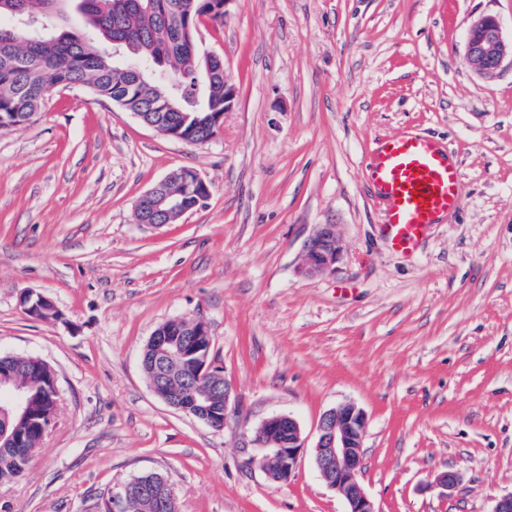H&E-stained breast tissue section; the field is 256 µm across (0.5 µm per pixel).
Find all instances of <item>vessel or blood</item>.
Returning a JSON list of instances; mask_svg holds the SVG:
<instances>
[{"label": "vessel or blood", "mask_w": 512, "mask_h": 512, "mask_svg": "<svg viewBox=\"0 0 512 512\" xmlns=\"http://www.w3.org/2000/svg\"><path fill=\"white\" fill-rule=\"evenodd\" d=\"M366 169L394 250L412 252L430 225L441 223L461 203L460 167L431 137L411 132L385 136Z\"/></svg>", "instance_id": "b4317fda"}]
</instances>
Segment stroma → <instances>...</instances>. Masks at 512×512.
I'll return each mask as SVG.
<instances>
[{
    "instance_id": "35a3bbf8",
    "label": "stroma",
    "mask_w": 512,
    "mask_h": 512,
    "mask_svg": "<svg viewBox=\"0 0 512 512\" xmlns=\"http://www.w3.org/2000/svg\"><path fill=\"white\" fill-rule=\"evenodd\" d=\"M512 0H232L201 51L237 92L189 145L80 89L0 129V354L54 369L57 419L0 512H97L135 475L165 474L180 512H344L314 463L322 415L367 417L357 479L377 512H493L512 493V67L464 63L466 29ZM429 134L462 167V203L419 246L391 248L366 175L382 136ZM194 169L211 197L177 223H136L137 198ZM333 224V272L301 276ZM55 303L30 316L25 291ZM207 323L230 409L216 430L151 391L161 323ZM296 418L285 482L254 432ZM456 474L448 497L437 475Z\"/></svg>"
}]
</instances>
